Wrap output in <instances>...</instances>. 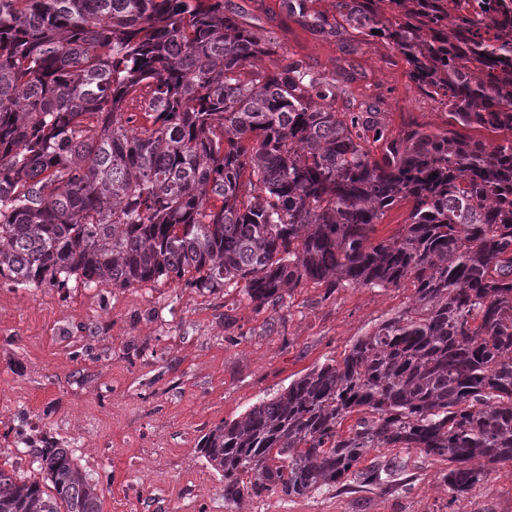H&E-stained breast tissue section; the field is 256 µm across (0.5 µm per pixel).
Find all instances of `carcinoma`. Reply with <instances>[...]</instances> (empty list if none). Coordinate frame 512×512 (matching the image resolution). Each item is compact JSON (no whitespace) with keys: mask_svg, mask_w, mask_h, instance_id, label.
Returning <instances> with one entry per match:
<instances>
[{"mask_svg":"<svg viewBox=\"0 0 512 512\" xmlns=\"http://www.w3.org/2000/svg\"><path fill=\"white\" fill-rule=\"evenodd\" d=\"M312 4L281 0L386 45L447 126L389 133L372 97L285 61L229 0H0V278L241 286L274 311L308 283H409L410 306L198 449L226 505L387 488L394 461L362 465L379 448L448 463L455 501L512 464V0ZM402 201V232L375 239ZM24 445L41 478L0 460V512H103L68 449Z\"/></svg>","mask_w":512,"mask_h":512,"instance_id":"obj_1","label":"carcinoma"}]
</instances>
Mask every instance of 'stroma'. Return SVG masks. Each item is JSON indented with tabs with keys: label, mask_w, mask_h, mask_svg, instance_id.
I'll list each match as a JSON object with an SVG mask.
<instances>
[{
	"label": "stroma",
	"mask_w": 512,
	"mask_h": 512,
	"mask_svg": "<svg viewBox=\"0 0 512 512\" xmlns=\"http://www.w3.org/2000/svg\"><path fill=\"white\" fill-rule=\"evenodd\" d=\"M271 30L287 57L315 72L345 70L379 99L391 133L448 114L419 96L402 60L380 44L349 51L288 16L280 0H235ZM410 288L287 292L255 309L240 289L199 293L184 283L131 288H24L0 283V454L32 474L19 433L70 449L104 490L103 512H512V465L449 501L444 466L402 448L389 490L354 486L304 498L224 503V483L197 450L201 436L411 305Z\"/></svg>",
	"instance_id": "obj_1"
}]
</instances>
